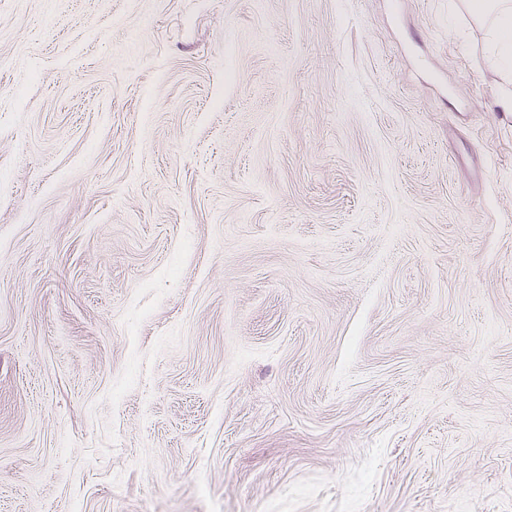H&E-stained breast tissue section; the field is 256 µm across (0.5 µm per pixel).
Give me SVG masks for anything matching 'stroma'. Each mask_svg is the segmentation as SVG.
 <instances>
[{
  "mask_svg": "<svg viewBox=\"0 0 512 512\" xmlns=\"http://www.w3.org/2000/svg\"><path fill=\"white\" fill-rule=\"evenodd\" d=\"M511 94L454 0H0V512H512Z\"/></svg>",
  "mask_w": 512,
  "mask_h": 512,
  "instance_id": "35a3bbf8",
  "label": "stroma"
}]
</instances>
